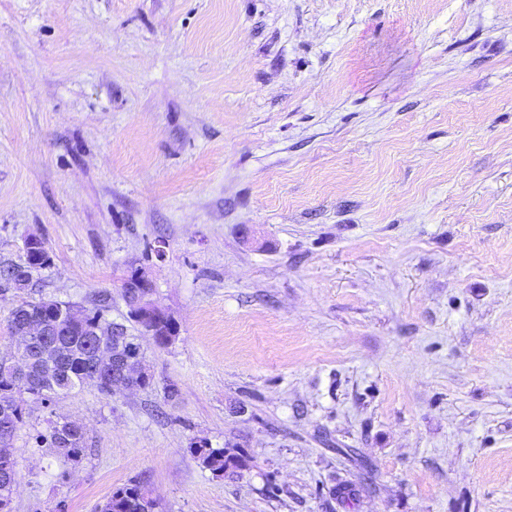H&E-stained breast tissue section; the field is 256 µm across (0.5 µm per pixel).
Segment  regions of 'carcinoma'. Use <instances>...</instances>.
<instances>
[{"instance_id": "obj_1", "label": "carcinoma", "mask_w": 512, "mask_h": 512, "mask_svg": "<svg viewBox=\"0 0 512 512\" xmlns=\"http://www.w3.org/2000/svg\"><path fill=\"white\" fill-rule=\"evenodd\" d=\"M50 257L43 243H38L26 254L22 265L4 262L0 264V282L28 287L33 273L48 266ZM72 304L54 300L28 301L20 305V313L43 318L48 325L60 328L59 340L68 350L65 369L60 374L50 371L40 359L31 363L28 374L17 378L5 360L0 358V409L12 408L14 429H19L26 418L27 403L23 395L46 402L53 396L70 392L88 385L85 375L87 355L82 331L70 326ZM86 430L79 426L69 431V440L56 446L53 451L68 462L82 460L86 453ZM13 436L0 435V473L17 474V461L11 447ZM201 464L214 473L235 472L245 467V460L224 448L196 446L191 449ZM159 504L151 497L148 482L136 481L112 492L100 506V512H158Z\"/></svg>"}]
</instances>
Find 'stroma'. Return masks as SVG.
Masks as SVG:
<instances>
[{
	"mask_svg": "<svg viewBox=\"0 0 512 512\" xmlns=\"http://www.w3.org/2000/svg\"><path fill=\"white\" fill-rule=\"evenodd\" d=\"M32 235L0 355L25 301L127 323L133 266L178 334L29 402L12 512H512V0H0V260ZM50 257L43 242L26 252V262L23 265L4 262L0 264V282L10 283L11 287H28L33 273L48 266ZM86 430L84 426L70 429L68 436L63 445L51 448L57 455L64 458L67 462H79L86 453ZM190 451L201 464L213 473L224 475V473L235 472L245 467V460L224 448H208L200 445L190 448ZM159 504L151 497L147 480L120 487L100 506V512H158Z\"/></svg>",
	"mask_w": 512,
	"mask_h": 512,
	"instance_id": "1",
	"label": "stroma"
}]
</instances>
